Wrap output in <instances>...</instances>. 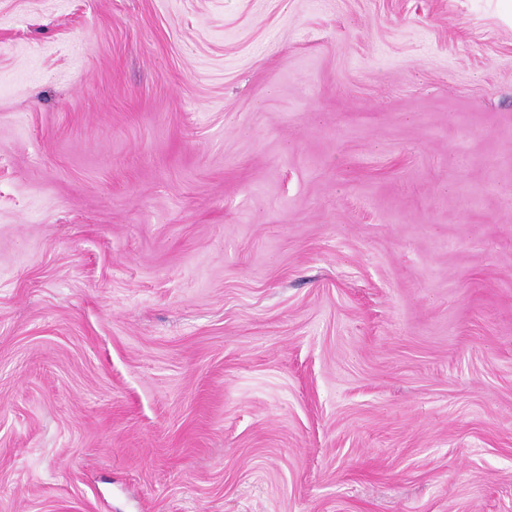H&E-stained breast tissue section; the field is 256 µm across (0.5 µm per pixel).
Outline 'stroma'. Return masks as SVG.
Here are the masks:
<instances>
[{
	"mask_svg": "<svg viewBox=\"0 0 512 512\" xmlns=\"http://www.w3.org/2000/svg\"><path fill=\"white\" fill-rule=\"evenodd\" d=\"M512 0H0V512H512Z\"/></svg>",
	"mask_w": 512,
	"mask_h": 512,
	"instance_id": "1",
	"label": "stroma"
}]
</instances>
